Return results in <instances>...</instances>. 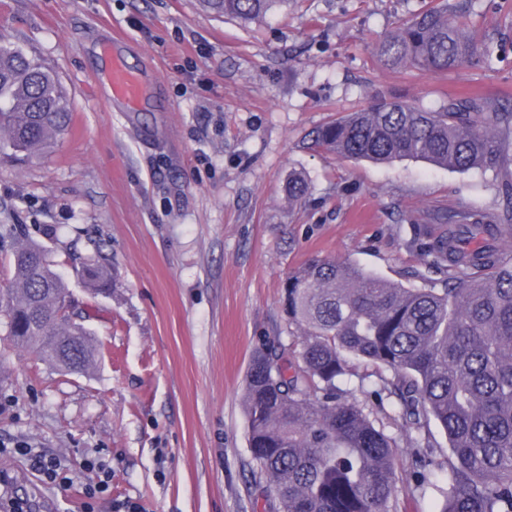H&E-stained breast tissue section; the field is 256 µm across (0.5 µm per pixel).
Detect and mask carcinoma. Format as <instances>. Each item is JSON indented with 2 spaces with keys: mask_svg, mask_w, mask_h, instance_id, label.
Wrapping results in <instances>:
<instances>
[{
  "mask_svg": "<svg viewBox=\"0 0 512 512\" xmlns=\"http://www.w3.org/2000/svg\"><path fill=\"white\" fill-rule=\"evenodd\" d=\"M220 17L251 22L288 0H201ZM389 65L448 73L484 58V40L448 2L399 23L379 45ZM70 102L57 73L0 38V162L23 165L68 129ZM512 132V103L450 96L436 110L381 99L322 126L313 147L342 159L391 164L406 158L458 171L496 173L512 162L500 135ZM305 178H288V199H301ZM491 224L468 213L455 227L417 239L442 274L441 288H407L346 261L312 257L283 286L288 323L300 348L257 350L244 392L251 458L277 512H392L397 451L358 402L340 387L350 359L371 364L373 393L397 398L408 428L431 421L448 437L446 463L430 438L410 450L411 475L427 482L447 466L437 512H512V259L504 261L491 227L512 229V183ZM11 285L0 288L10 344L80 373L95 349L67 282L41 244L15 224ZM81 276L98 290L110 272L96 250L80 258Z\"/></svg>",
  "mask_w": 512,
  "mask_h": 512,
  "instance_id": "cac0c4a2",
  "label": "carcinoma"
}]
</instances>
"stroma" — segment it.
<instances>
[{
    "label": "stroma",
    "instance_id": "stroma-1",
    "mask_svg": "<svg viewBox=\"0 0 512 512\" xmlns=\"http://www.w3.org/2000/svg\"><path fill=\"white\" fill-rule=\"evenodd\" d=\"M431 0H290L242 24L199 0H0V36L59 75L73 123L45 155L0 167V224L26 225L89 312L99 348L66 373L0 327V512H86L84 464L112 471L95 512H271L248 449L245 378L266 344L298 342L289 273L318 255L405 287L443 276L411 245L441 215L501 204V176L414 159L390 165L310 149L318 128L386 97L437 109L448 95L512 100V0H449L489 49L448 74L383 65L377 47ZM140 75L118 112L112 55ZM307 194L290 201V173ZM100 248L116 279L93 294L76 257ZM347 388L406 460L416 431L360 378ZM27 443L71 481L47 482ZM398 475L396 512H435L447 474Z\"/></svg>",
    "mask_w": 512,
    "mask_h": 512
}]
</instances>
